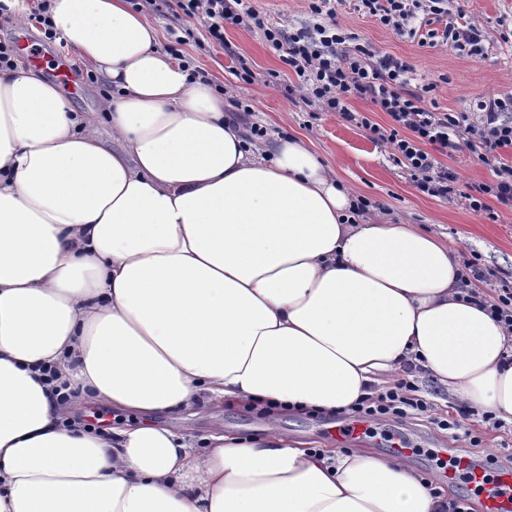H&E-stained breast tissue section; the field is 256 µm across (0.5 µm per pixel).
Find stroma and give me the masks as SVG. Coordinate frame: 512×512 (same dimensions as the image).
Segmentation results:
<instances>
[{"label":"stroma","instance_id":"1","mask_svg":"<svg viewBox=\"0 0 512 512\" xmlns=\"http://www.w3.org/2000/svg\"><path fill=\"white\" fill-rule=\"evenodd\" d=\"M464 8L487 32L483 55L471 57L446 45L420 46L417 39L397 34L346 2L338 6L337 19L381 53L408 61L417 83L433 84L428 99L439 111L472 112L477 97L512 92V46L503 43L499 24L501 16L512 9V0H465ZM156 22L164 33V45L178 46L185 57L210 76L214 85L226 88L227 100L248 107L250 122L263 127L268 138H305L356 197L369 201L370 213L383 214L394 224H413L438 234L459 259L476 260L479 269L495 270L512 285V211L500 210L497 220H488L474 214L465 198L470 186L489 182L493 177L491 168L476 156L464 150L444 158V165L458 177L450 199L419 193L407 173L392 161L387 148L372 142L363 128L285 98L283 87L291 83L292 77L266 49L259 32L227 30L225 38L234 49L229 56L211 46L200 24L185 21L176 27L162 16ZM181 35L186 41L180 45L176 39ZM20 37L41 50L49 62H77L65 46L47 42L42 26L34 20L0 17V42L10 44ZM237 56L254 72V83H245L233 75V59ZM274 71L280 74L279 83H267L268 74ZM417 384L431 411L405 422L379 420L356 431L348 416L342 414L288 410L279 413L280 426L289 436L315 449L365 448L387 457L393 447H407L406 459L418 476L442 487L451 498L469 495L470 490L462 482H447L449 450H477L492 473L512 467V422L506 420L495 427L474 415L468 431L450 434L434 425L433 420L456 412L457 403L443 388L426 379H418ZM267 419L264 408L229 403L197 414L159 413L153 417L155 423L176 427L200 449L216 433H231L248 441L263 438Z\"/></svg>","mask_w":512,"mask_h":512}]
</instances>
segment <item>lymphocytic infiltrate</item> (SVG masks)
<instances>
[{
  "label": "lymphocytic infiltrate",
  "mask_w": 512,
  "mask_h": 512,
  "mask_svg": "<svg viewBox=\"0 0 512 512\" xmlns=\"http://www.w3.org/2000/svg\"><path fill=\"white\" fill-rule=\"evenodd\" d=\"M133 2L174 22L196 20L218 44L230 28L260 31L266 47L294 77L284 87L289 101L359 124L370 139L390 148L413 186L432 197L448 199L455 192L457 177L443 167L441 157L468 150L494 174L469 195V208L490 220L496 219L498 208L512 210V162L503 157L512 150V93L479 97L471 116L437 111L427 99L431 85H412L408 62L379 53L344 28L336 19L335 0H306L308 18L296 25L262 16L248 0ZM354 8L382 26L419 37L421 45L441 42L471 56L483 53L484 28L450 0H354ZM357 101L386 113L388 125L355 113ZM414 390L413 381L398 380L394 387L360 399L350 416L372 422L428 412L429 403L415 397Z\"/></svg>",
  "instance_id": "1"
}]
</instances>
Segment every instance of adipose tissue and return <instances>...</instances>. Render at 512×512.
Wrapping results in <instances>:
<instances>
[{
    "instance_id": "1",
    "label": "adipose tissue",
    "mask_w": 512,
    "mask_h": 512,
    "mask_svg": "<svg viewBox=\"0 0 512 512\" xmlns=\"http://www.w3.org/2000/svg\"><path fill=\"white\" fill-rule=\"evenodd\" d=\"M0 4L112 88L79 112L0 67V512H449L407 460L297 447L274 415L202 453L147 420L338 412L407 362L512 420V335L448 245L357 217L304 140L255 147L129 0ZM93 404L145 419L91 431Z\"/></svg>"
}]
</instances>
